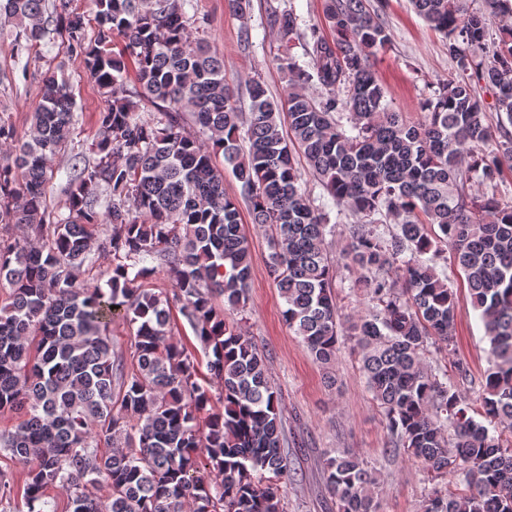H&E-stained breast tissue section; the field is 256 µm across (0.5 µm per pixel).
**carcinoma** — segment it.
Returning a JSON list of instances; mask_svg holds the SVG:
<instances>
[{
  "mask_svg": "<svg viewBox=\"0 0 512 512\" xmlns=\"http://www.w3.org/2000/svg\"><path fill=\"white\" fill-rule=\"evenodd\" d=\"M71 2L58 0L47 16L44 0H0V24L20 28L14 47L40 46L55 25L106 102L91 157L74 156L60 209L47 203L48 171L75 122L68 82L52 68L41 73L42 99L24 134L0 116V150L18 151L0 158V413L15 419L0 447L25 477L20 495L0 472V512H56L59 493L69 512H284L281 483L294 471L280 395L265 355L214 304L220 296L243 311L252 277L216 153L252 223L272 232L269 269L288 328L323 368L343 337L353 339L391 451L457 477L453 491L428 490L422 512H512V204L469 192L472 182L492 190L512 172V136L489 148L472 85L475 77L491 87L512 124V26L491 54H472L492 19L512 17V0H483L478 11L467 0H410L448 37L459 69L417 121L390 108L373 70L390 43L382 0H325L334 36L311 30L305 67L294 54L295 10L275 12L288 96L278 102L253 80L245 114L223 58L191 36L187 0H95L91 44ZM128 58L139 84L132 94ZM313 80L325 95L307 91ZM148 103L158 117H141ZM186 112L207 142L185 132ZM305 173L362 219L343 260L361 272L373 307L348 326L333 291L327 213L302 189ZM379 215L400 218L397 231L380 232ZM12 226L17 234L1 232ZM447 251L490 345L476 405L458 387L470 380L466 363L455 361L446 382L426 365L430 347L453 351L458 300L447 268L437 269ZM106 252L105 287L79 285L76 272ZM159 267L172 283L165 295L145 287ZM175 309L205 360L172 341ZM116 318L134 329L129 368L112 344ZM323 476L336 512H379L378 477L363 459L341 450Z\"/></svg>",
  "mask_w": 512,
  "mask_h": 512,
  "instance_id": "cac0c4a2",
  "label": "carcinoma"
}]
</instances>
